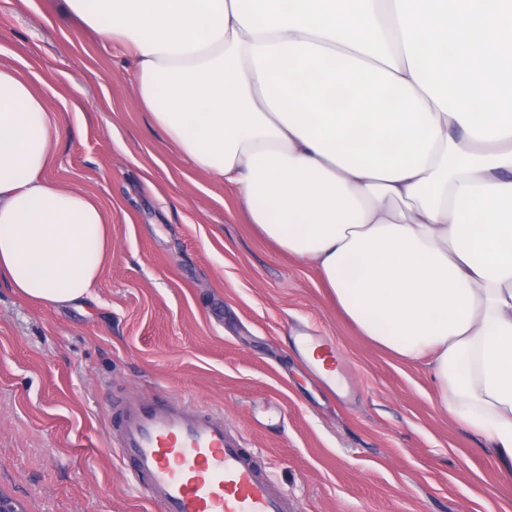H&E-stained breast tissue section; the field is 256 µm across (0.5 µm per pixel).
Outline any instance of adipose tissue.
<instances>
[{
	"label": "adipose tissue",
	"instance_id": "adipose-tissue-1",
	"mask_svg": "<svg viewBox=\"0 0 512 512\" xmlns=\"http://www.w3.org/2000/svg\"><path fill=\"white\" fill-rule=\"evenodd\" d=\"M137 65L154 123L309 262L363 336L428 359L512 474V0H66ZM57 124L0 64V282L65 305L112 251L49 177Z\"/></svg>",
	"mask_w": 512,
	"mask_h": 512
}]
</instances>
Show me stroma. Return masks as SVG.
Wrapping results in <instances>:
<instances>
[{
    "label": "stroma",
    "instance_id": "35a3bbf8",
    "mask_svg": "<svg viewBox=\"0 0 512 512\" xmlns=\"http://www.w3.org/2000/svg\"><path fill=\"white\" fill-rule=\"evenodd\" d=\"M26 63L57 112L50 175L112 209L94 300L0 285V493L25 512H157L110 446L122 401L193 399L261 449L295 512H512L484 437L336 309L313 267L252 223L235 189L154 124L133 58L65 0H0V63ZM328 336L337 388L294 344Z\"/></svg>",
    "mask_w": 512,
    "mask_h": 512
}]
</instances>
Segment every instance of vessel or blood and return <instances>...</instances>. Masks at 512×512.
<instances>
[{
	"label": "vessel or blood",
	"instance_id": "1",
	"mask_svg": "<svg viewBox=\"0 0 512 512\" xmlns=\"http://www.w3.org/2000/svg\"><path fill=\"white\" fill-rule=\"evenodd\" d=\"M112 442L130 461L129 482L158 512H293L273 484L261 452L232 435L222 413L184 399L127 400Z\"/></svg>",
	"mask_w": 512,
	"mask_h": 512
}]
</instances>
